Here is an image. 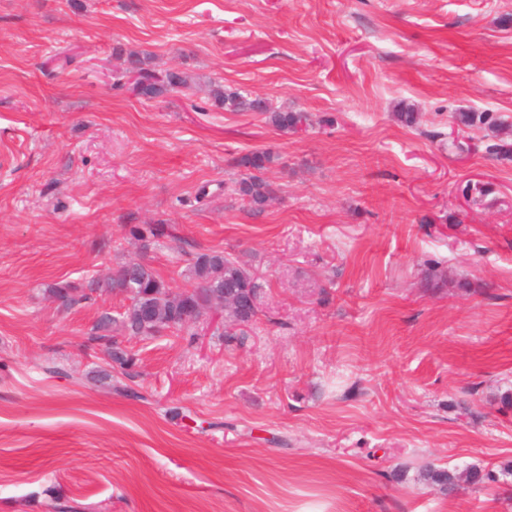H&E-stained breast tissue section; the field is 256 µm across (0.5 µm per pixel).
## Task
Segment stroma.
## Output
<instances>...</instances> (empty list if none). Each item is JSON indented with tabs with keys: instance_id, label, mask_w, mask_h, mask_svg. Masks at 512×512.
<instances>
[{
	"instance_id": "1",
	"label": "stroma",
	"mask_w": 512,
	"mask_h": 512,
	"mask_svg": "<svg viewBox=\"0 0 512 512\" xmlns=\"http://www.w3.org/2000/svg\"><path fill=\"white\" fill-rule=\"evenodd\" d=\"M133 56L184 85L133 94ZM495 144L512 0H0V512H512ZM256 151L259 213L236 191ZM213 251L261 283L256 319L124 336L112 362L92 327L127 301L91 282L138 259L177 293ZM428 462L493 478L450 493ZM215 97L226 110H249L265 114L275 127L286 133L288 131L295 132L300 125H303L308 120L307 116L302 112H269L266 104L257 106L255 99H247L237 92L220 90L215 94Z\"/></svg>"
}]
</instances>
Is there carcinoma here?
Here are the masks:
<instances>
[{"mask_svg": "<svg viewBox=\"0 0 512 512\" xmlns=\"http://www.w3.org/2000/svg\"><path fill=\"white\" fill-rule=\"evenodd\" d=\"M137 84L150 92H163L184 84L180 74L167 70L162 74L148 68L135 70ZM224 109L230 111L249 110L261 112L283 132H293L307 121L302 112H271L268 107L258 106L253 99H247L237 92L218 91L215 94ZM273 155L267 151L250 154L249 160L239 162L248 170L260 171L272 162ZM269 184L262 178L251 175L239 183L238 191L250 198L256 210L262 209L268 199ZM191 288L171 292L155 273L144 263L128 261L112 271V288L126 294L130 300L119 318L104 316L94 327L99 338L107 337L110 324L114 323L132 335H148V328H161L181 332L186 325L181 323L182 314L188 309L203 311L212 294L226 292L232 295L237 305L224 309L225 324L246 325L257 316V293L260 284L239 261L222 252L202 253L188 267ZM424 480L444 489L456 486V475L449 470L431 466L422 470Z\"/></svg>", "mask_w": 512, "mask_h": 512, "instance_id": "cac0c4a2", "label": "carcinoma"}]
</instances>
